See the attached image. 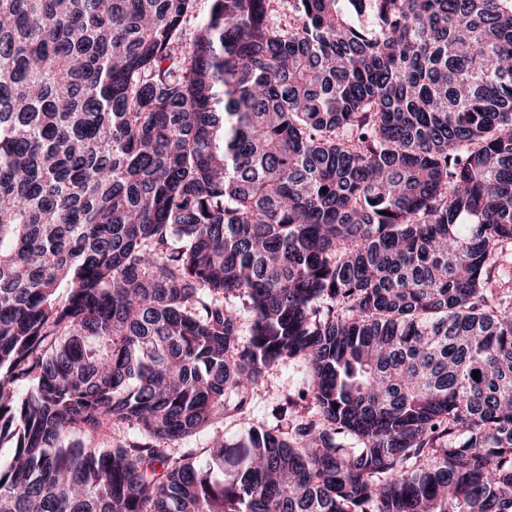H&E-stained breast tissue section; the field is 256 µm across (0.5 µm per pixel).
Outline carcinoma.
I'll return each instance as SVG.
<instances>
[{
	"label": "carcinoma",
	"instance_id": "cac0c4a2",
	"mask_svg": "<svg viewBox=\"0 0 512 512\" xmlns=\"http://www.w3.org/2000/svg\"><path fill=\"white\" fill-rule=\"evenodd\" d=\"M197 2L0 0V512H512V0ZM306 377V367L299 361L273 366L255 389L250 410L238 417L224 419V441L228 444L239 442L252 427L285 428L286 425L283 423L281 427L282 423L274 417V409L285 396L297 399L298 392L304 390Z\"/></svg>",
	"mask_w": 512,
	"mask_h": 512
}]
</instances>
